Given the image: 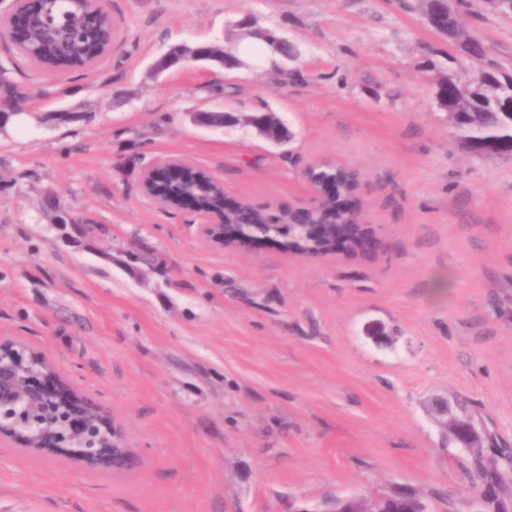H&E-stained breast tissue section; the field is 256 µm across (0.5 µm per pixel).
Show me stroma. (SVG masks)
Returning <instances> with one entry per match:
<instances>
[{
	"instance_id": "35a3bbf8",
	"label": "stroma",
	"mask_w": 512,
	"mask_h": 512,
	"mask_svg": "<svg viewBox=\"0 0 512 512\" xmlns=\"http://www.w3.org/2000/svg\"><path fill=\"white\" fill-rule=\"evenodd\" d=\"M104 3L119 39L92 69L38 72L0 38V64L32 92L0 131V340L44 353L138 462L88 471L2 441L0 512H314L402 485L469 512L432 407L459 396L512 444V158L456 141L432 79L478 61L424 25L420 0ZM458 12L512 76V15L487 0ZM247 16L298 55L154 75L174 43L246 49ZM263 106L288 144L191 119ZM165 156L272 212L311 203L306 164L338 161L360 173L381 245L367 259L209 243L141 194Z\"/></svg>"
}]
</instances>
